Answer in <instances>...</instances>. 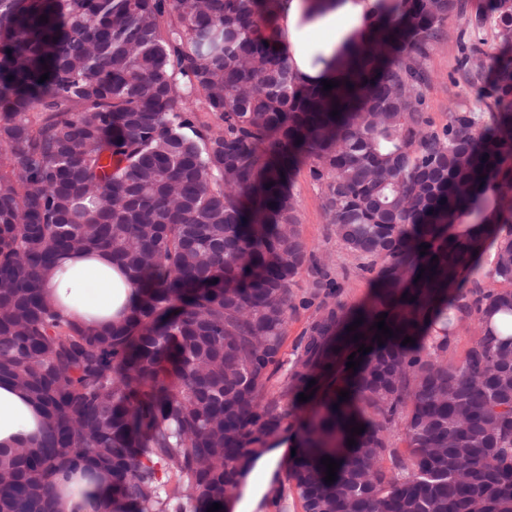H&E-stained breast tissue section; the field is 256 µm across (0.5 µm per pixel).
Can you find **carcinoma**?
<instances>
[{"label": "carcinoma", "mask_w": 512, "mask_h": 512, "mask_svg": "<svg viewBox=\"0 0 512 512\" xmlns=\"http://www.w3.org/2000/svg\"><path fill=\"white\" fill-rule=\"evenodd\" d=\"M280 2L0 0V380L43 417L38 443L0 450V512H57L76 474L112 512L224 504L288 415L265 388L305 268L319 303L282 391L319 398L286 477L303 512H512V0L472 22L501 47L489 122L456 104L439 128L425 65L459 0H376L329 91L273 50ZM304 165L371 275L360 304L302 236ZM90 252L139 288L111 322L42 293Z\"/></svg>", "instance_id": "carcinoma-1"}]
</instances>
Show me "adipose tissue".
<instances>
[{
  "label": "adipose tissue",
  "mask_w": 512,
  "mask_h": 512,
  "mask_svg": "<svg viewBox=\"0 0 512 512\" xmlns=\"http://www.w3.org/2000/svg\"><path fill=\"white\" fill-rule=\"evenodd\" d=\"M374 0H284L274 42L277 53L293 65L299 81L319 83L337 77L336 53L350 34L362 29ZM44 295L60 302L65 317L82 323L112 318L130 308L136 287L108 256L94 252L64 260L62 270L45 278ZM41 413L25 392L0 382V447L14 448L40 436Z\"/></svg>",
  "instance_id": "ef3b65f1"
}]
</instances>
